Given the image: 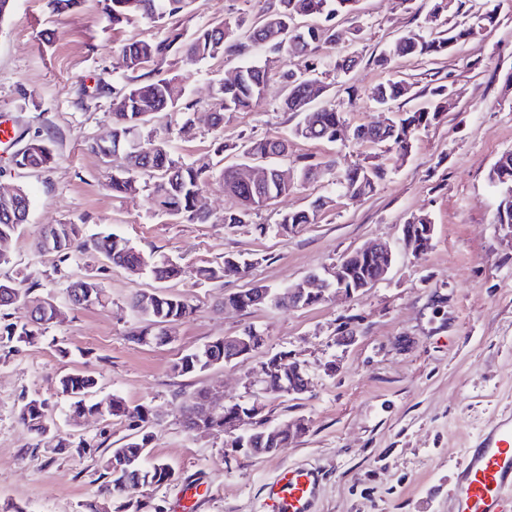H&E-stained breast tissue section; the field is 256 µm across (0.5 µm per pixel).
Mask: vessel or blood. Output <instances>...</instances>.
Wrapping results in <instances>:
<instances>
[{"instance_id":"1","label":"vessel or blood","mask_w":512,"mask_h":512,"mask_svg":"<svg viewBox=\"0 0 512 512\" xmlns=\"http://www.w3.org/2000/svg\"><path fill=\"white\" fill-rule=\"evenodd\" d=\"M323 480L315 467H288L263 491L262 512H312ZM455 512H512V420L469 449L454 488Z\"/></svg>"}]
</instances>
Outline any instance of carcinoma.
<instances>
[{"instance_id":"carcinoma-1","label":"carcinoma","mask_w":512,"mask_h":512,"mask_svg":"<svg viewBox=\"0 0 512 512\" xmlns=\"http://www.w3.org/2000/svg\"><path fill=\"white\" fill-rule=\"evenodd\" d=\"M103 10L112 24L128 23L140 17L160 21L173 17L184 10L189 0H101ZM356 0H275L264 13L255 20L237 18L198 29L186 40L176 29L159 41L139 39L124 44L120 54L123 66L135 72L146 64L163 59L172 52H182L191 61H202L218 57L243 56L251 49L260 47L274 55V59L264 64H247L239 67L234 80L224 81L218 90V109L213 112V126L224 123L226 112H247L261 99L264 89L273 75V63L284 57H296L314 51L323 41L336 44L334 21L340 15L353 12ZM492 0H433L430 14L433 16L448 14V27L433 28L427 35L410 32L380 52L376 59L378 66L384 69L393 67V63L403 57L432 58L452 53L470 36L490 27L499 21L498 8L491 6ZM288 82V94L282 108L294 112L295 101L308 100L313 109L302 113V119L292 129V135L305 140H336V126L341 121L340 112L326 102L330 84L317 74H296L292 71L282 73ZM412 83L401 76H393L378 84L372 90L374 101L390 111L394 104L411 94ZM448 86L436 85L428 89V101L425 106L412 112L405 118L389 117L391 125L383 133L369 126H359L354 130V138L361 142L373 143L377 140L395 151L402 159L412 147L414 131L426 127L448 110L446 97ZM184 91L175 79H146L131 84L119 97L113 100L112 107V145L100 151L112 152L119 157L120 165L126 177L112 179V191L117 194H132L138 190L134 175L149 172L156 175L150 200L155 210L183 223L206 224L210 220L207 211L197 206V199L213 176L217 175L224 183V195L232 205L224 211L223 223L248 224L253 214L271 201L286 196L298 186L317 180L324 172L322 164L303 163L295 170L294 178L288 181L279 175L270 176L261 187H254L247 179L244 166L256 158H262L278 150L282 140L279 138L249 139L241 146V160L214 170L195 167L176 159L163 141L154 138L148 127L157 112H171L176 109L189 111L190 103H183ZM55 160V155L45 139H34L27 144L24 153L15 160L14 165L21 169H41ZM386 177V170L378 164L355 165L345 171L339 180L343 196L348 197L361 191L366 195L375 191L377 185ZM489 183L497 189L499 203L493 216L495 224H512V152L502 155L488 172ZM327 201L316 199L308 210L286 212L282 214L277 228L282 233L296 230L303 224H313L318 213ZM30 210L27 193L19 189L12 207H0V239L12 237L18 227L26 223ZM91 246L101 252L113 265L128 269H148L158 280H174L183 276L185 270L176 261L167 259L152 262L131 247L127 240L114 234L100 236L90 242L80 237L77 224H52L41 234L39 248L51 250L66 260L74 252ZM352 276L354 287L366 283L372 272L377 269L379 258L352 257ZM249 265L240 255L228 254L217 265L199 266L194 270L200 281L217 282L238 277L247 272ZM39 283L26 277L18 285L4 291L0 289V309L21 302ZM92 291L97 303L106 301L104 288L96 278L88 277L72 282L67 288L71 305L83 307L86 292ZM130 308L142 316L148 325L141 329L133 340L142 343L144 338L163 340L159 324L177 325L191 314V307L181 296L162 290L144 292L133 296ZM54 320L53 311L45 313L34 311L30 321L7 326V335L16 342L31 343L38 334V327ZM212 363L200 358L194 361L192 355L181 357L173 365V371L180 375L203 372ZM97 377L89 371L74 370L59 379L61 393L70 400L68 411L81 418L86 415H108L117 420H126L141 434L133 436L123 446L114 448L103 464V483L100 495L111 498L116 506L112 512H129V505L119 502L117 494L123 492L128 483L134 481L136 472L142 473L143 486H159L174 480L172 468L159 460H152L145 442L153 439L146 425L153 418V410L145 405L130 406L119 397H112L107 406L93 403L86 395L95 391ZM207 397L204 389L193 393L189 402L179 409L185 428L190 431H222L227 414L206 416L202 407ZM21 422L31 431L43 434L51 428L49 404L45 400L31 399L20 409ZM252 444L251 455L259 454V449L281 448L288 443L283 438L276 442L269 439L267 430L258 428L247 434Z\"/></svg>"}]
</instances>
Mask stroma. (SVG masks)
Listing matches in <instances>:
<instances>
[{"label": "stroma", "instance_id": "1", "mask_svg": "<svg viewBox=\"0 0 512 512\" xmlns=\"http://www.w3.org/2000/svg\"><path fill=\"white\" fill-rule=\"evenodd\" d=\"M269 0H190L173 20L139 19L112 25L98 0L56 13L48 0H13L0 22V119L13 136L0 147V187L22 188L31 200L29 219L5 241L8 263L0 281L27 276L38 288L27 301L0 310V510L86 512L102 483V459L135 431L128 422L95 416L69 417L58 380L73 369L97 373L93 401L120 396L145 404L151 457L170 465L174 481L131 491V501L149 500L175 512L178 492L200 486L206 493L193 512H261L265 485L288 466H316L325 481L313 512H455L453 486L467 448L496 422L512 414V232L494 224L497 197L487 173L512 151V0H500L502 21L435 59L402 58L394 70L379 67L378 54L399 36L419 30L430 0H358L356 13L336 21L335 47L285 60L284 69H327L332 49L357 56L349 72L334 76L329 100L341 114L335 141L293 138L298 114L284 111L287 85L273 77L262 99L247 112L211 123V105L221 81L245 61L261 62L265 51L201 62L182 53L145 65L153 78L174 77L184 87L190 113L164 112L151 123L172 154L195 166L233 163L250 138H284L288 164L308 158L330 163L318 181L272 201L250 223L228 225L230 200L212 179L202 204L209 224H188L153 211L148 203L152 174L137 176L133 195L110 188L115 158L100 146L112 135V101L132 79L119 56L121 45L163 39L171 27L184 35L240 15L257 18ZM361 26L360 38L350 31ZM398 73L413 85L412 98L397 102L409 112L418 93L438 83L452 86L456 103L440 121L421 130L411 152L397 160L384 144L353 138L357 126L382 120L371 92ZM190 134H183L184 122ZM45 138L55 155L45 169L25 170L11 162L29 140ZM223 155H215L216 142ZM387 171L375 192L361 200L342 197L341 173L355 163ZM329 198L315 223L284 234L276 225L287 211L308 209ZM414 215L434 226L430 249L413 254L402 226ZM81 225L84 236L113 233L151 259L170 258L186 269L177 280L159 281L110 264L97 251L74 253L66 262L38 252L36 242L50 224ZM370 241L389 244L397 261L384 280L351 298L334 296L309 307L226 306L228 294L265 286L282 290L339 262ZM253 261L241 278L198 281L193 270L225 255ZM92 276L107 301L75 307L67 286ZM163 290L182 296L191 314L165 344H140L131 335L145 325L128 302L138 292ZM48 298L61 320L43 326L30 344L10 340L7 326L24 323L37 302ZM262 331L263 346L245 358L181 376L180 357L209 341ZM356 339L339 345L343 330ZM70 350L60 357L57 346ZM292 357L308 370L302 396H268L263 418L275 426L302 417L307 433L276 453L231 452L221 432L194 434L178 407L196 390L220 389L218 404L248 403L258 391L262 364L273 355ZM336 362L334 372L325 366ZM47 401L54 425L43 435L19 420L21 406ZM67 448H58L59 440Z\"/></svg>", "mask_w": 512, "mask_h": 512}]
</instances>
